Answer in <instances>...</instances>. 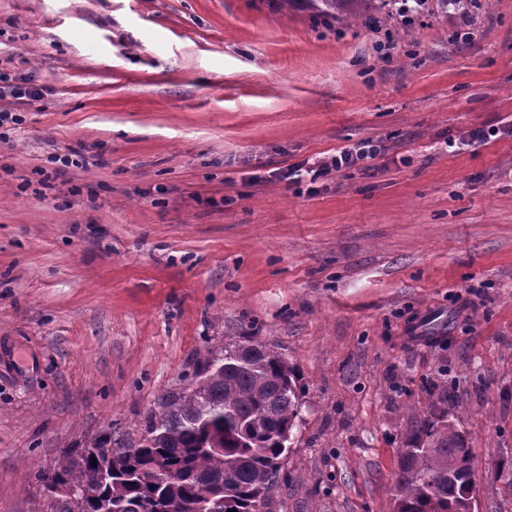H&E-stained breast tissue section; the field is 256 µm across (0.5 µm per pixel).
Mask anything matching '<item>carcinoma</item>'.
Wrapping results in <instances>:
<instances>
[{"label":"carcinoma","instance_id":"carcinoma-1","mask_svg":"<svg viewBox=\"0 0 512 512\" xmlns=\"http://www.w3.org/2000/svg\"><path fill=\"white\" fill-rule=\"evenodd\" d=\"M284 10L312 12L351 23L377 0H276ZM224 346L202 362L195 397L167 396L136 441L104 433L75 443L65 460L35 479L47 501L68 485L84 497L76 512H127L143 501L148 512H263L277 485L288 445L274 436L293 433L302 408L300 375L283 368L267 345L237 355ZM438 393L402 438L393 474L390 512H461L460 486L448 474L475 472L466 435L448 417ZM495 480L512 498V456L495 464Z\"/></svg>","mask_w":512,"mask_h":512}]
</instances>
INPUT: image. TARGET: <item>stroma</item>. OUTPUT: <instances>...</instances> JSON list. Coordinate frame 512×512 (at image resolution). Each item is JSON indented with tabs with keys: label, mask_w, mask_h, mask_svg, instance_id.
<instances>
[{
	"label": "stroma",
	"mask_w": 512,
	"mask_h": 512,
	"mask_svg": "<svg viewBox=\"0 0 512 512\" xmlns=\"http://www.w3.org/2000/svg\"><path fill=\"white\" fill-rule=\"evenodd\" d=\"M346 24L275 0H0L41 86L0 141V512L90 436L138 437L204 358L253 340L304 386L267 512H389L429 391L512 512V0ZM370 138L316 193L277 172ZM81 166L38 184L50 156Z\"/></svg>",
	"instance_id": "1"
}]
</instances>
